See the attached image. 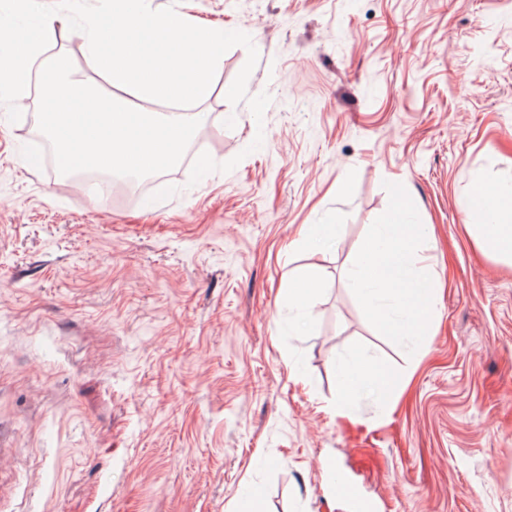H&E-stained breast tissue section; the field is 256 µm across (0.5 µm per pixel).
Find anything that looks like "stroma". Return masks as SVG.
<instances>
[{
    "instance_id": "stroma-1",
    "label": "stroma",
    "mask_w": 512,
    "mask_h": 512,
    "mask_svg": "<svg viewBox=\"0 0 512 512\" xmlns=\"http://www.w3.org/2000/svg\"><path fill=\"white\" fill-rule=\"evenodd\" d=\"M251 36L200 151L140 202L90 194L0 104V512H512V266L468 231L512 181V0H154ZM258 150H251L255 137ZM433 228L424 335L347 285L397 209ZM335 224L333 245L296 243ZM321 267L302 332L285 274ZM350 359L383 389L341 415Z\"/></svg>"
}]
</instances>
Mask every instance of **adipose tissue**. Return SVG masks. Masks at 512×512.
<instances>
[{
	"label": "adipose tissue",
	"mask_w": 512,
	"mask_h": 512,
	"mask_svg": "<svg viewBox=\"0 0 512 512\" xmlns=\"http://www.w3.org/2000/svg\"><path fill=\"white\" fill-rule=\"evenodd\" d=\"M475 207L484 221L475 227L479 247L493 256L512 262V184L502 183L492 197H476ZM427 224H407L402 219L380 225L358 246L359 261L349 274V286L361 293L397 290L403 303L424 323L435 309L434 285L413 275L420 262L419 242L429 239Z\"/></svg>",
	"instance_id": "adipose-tissue-1"
}]
</instances>
